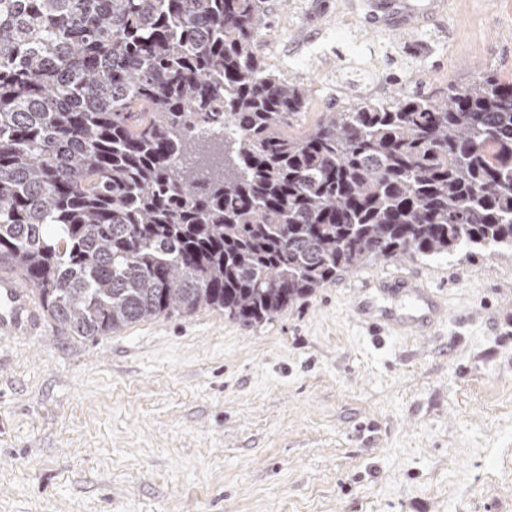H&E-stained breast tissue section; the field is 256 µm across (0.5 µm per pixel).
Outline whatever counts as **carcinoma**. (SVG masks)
<instances>
[{
  "mask_svg": "<svg viewBox=\"0 0 512 512\" xmlns=\"http://www.w3.org/2000/svg\"><path fill=\"white\" fill-rule=\"evenodd\" d=\"M261 4L0 0V264L70 334L257 323L370 260L512 258V79L357 96L292 137L308 89L256 54Z\"/></svg>",
  "mask_w": 512,
  "mask_h": 512,
  "instance_id": "1",
  "label": "carcinoma"
}]
</instances>
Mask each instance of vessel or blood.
I'll return each instance as SVG.
<instances>
[{
  "instance_id": "obj_1",
  "label": "vessel or blood",
  "mask_w": 512,
  "mask_h": 512,
  "mask_svg": "<svg viewBox=\"0 0 512 512\" xmlns=\"http://www.w3.org/2000/svg\"><path fill=\"white\" fill-rule=\"evenodd\" d=\"M379 294H402L414 298L419 310L406 314L385 309L376 303L363 302L356 306L359 318L370 325L388 320L402 335L425 336L431 333L444 310L430 289L416 280L379 282ZM42 326V314L30 293L19 284L17 274L9 267L0 266V334L4 336H33Z\"/></svg>"
}]
</instances>
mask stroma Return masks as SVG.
Masks as SVG:
<instances>
[{
	"instance_id": "obj_1",
	"label": "stroma",
	"mask_w": 512,
	"mask_h": 512,
	"mask_svg": "<svg viewBox=\"0 0 512 512\" xmlns=\"http://www.w3.org/2000/svg\"><path fill=\"white\" fill-rule=\"evenodd\" d=\"M256 51L310 89L291 134L352 102L354 70L438 96L512 78V0H445L399 32L369 0H264ZM418 275L434 335H374L366 282ZM0 512H512V258L377 260L270 320L203 310L79 338L0 336Z\"/></svg>"
}]
</instances>
